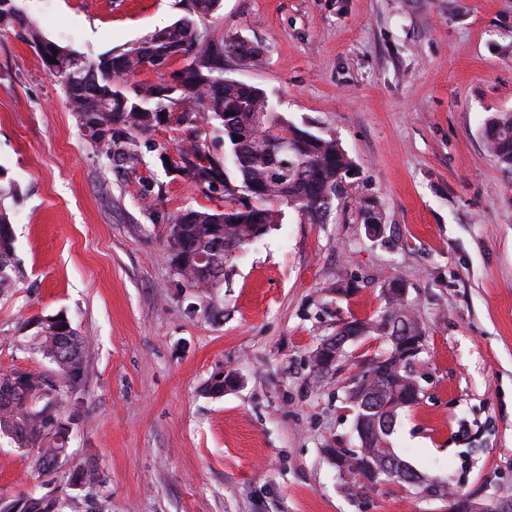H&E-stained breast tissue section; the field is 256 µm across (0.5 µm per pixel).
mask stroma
<instances>
[{"label": "stroma", "mask_w": 512, "mask_h": 512, "mask_svg": "<svg viewBox=\"0 0 512 512\" xmlns=\"http://www.w3.org/2000/svg\"><path fill=\"white\" fill-rule=\"evenodd\" d=\"M43 35L92 59L184 14V0H19ZM206 26L266 57H224L227 77L336 138L354 165L324 223L285 209L236 254L216 288L185 287L167 248L187 208L223 209L167 172L154 141L113 167L70 112L20 30H0V188L13 216L16 280L0 290V372L53 364L22 351L61 313L84 337L64 389L78 405L68 458L0 436V500L56 497L64 512H439L387 483L358 498L326 451L351 448L345 394L385 352L369 336L338 368L316 347L384 307L400 279L426 329L420 403L392 442L420 475L476 499L512 502V172L488 151L485 120L512 112V0H222ZM384 233L371 237L363 205ZM357 288L338 295L340 281ZM234 388L213 392L226 373ZM102 483L73 486L76 467Z\"/></svg>", "instance_id": "35a3bbf8"}]
</instances>
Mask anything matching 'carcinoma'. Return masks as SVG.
<instances>
[{
	"mask_svg": "<svg viewBox=\"0 0 512 512\" xmlns=\"http://www.w3.org/2000/svg\"><path fill=\"white\" fill-rule=\"evenodd\" d=\"M3 2L0 30H24L40 55L49 47L57 51L50 75L63 87L80 124L103 142L112 164L138 163L139 137L164 123L180 137L173 147L154 144L166 170L202 188H224V210L188 208L174 217L168 246L172 259L182 260L175 270L185 287H216L224 264L251 243L257 230L265 234L282 223L283 207L321 220L343 195L354 165L336 139L297 127L274 110L263 90L224 77V53L253 67L263 65L264 57L259 47L238 35L215 39L208 29H200L198 22L213 17L221 0H189L187 14L174 24L93 61L47 39L17 0L6 7ZM178 59L187 65L175 83L134 80L145 71H160V62ZM210 127L224 137L222 157L206 149L203 134ZM484 139L497 161L512 171V112L493 114L485 123ZM13 251L10 215L0 204V287L9 278ZM198 255L207 262H197ZM381 292V315L355 318L336 330L340 340L353 332L389 342L387 353L371 359L347 390L352 430L361 445L348 458L335 448L325 452L336 456L338 472L363 477L344 484L352 497L383 481L414 489L422 497H445L448 487L407 469L391 442L400 412L418 405L422 394L413 388L419 379L413 367L404 365L398 343L409 336L425 339V329L403 282L387 280ZM38 325L25 350L54 364L63 377L76 378L84 338L59 314ZM65 403L61 386L43 374L17 369L0 373V433L20 448L37 449L36 466L42 471H52L66 452L75 411ZM0 512H62V504L57 498H30L1 502Z\"/></svg>",
	"mask_w": 512,
	"mask_h": 512,
	"instance_id": "cac0c4a2",
	"label": "carcinoma"
}]
</instances>
